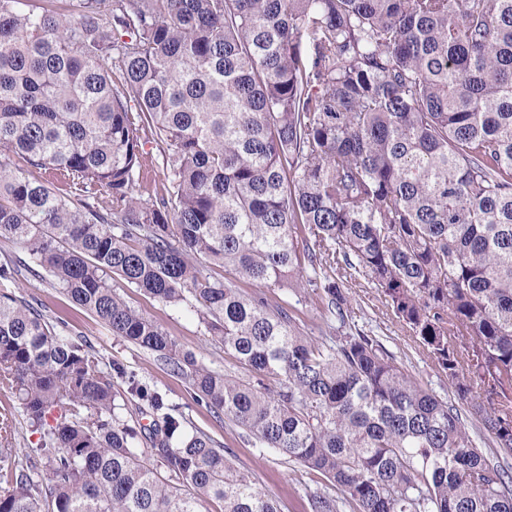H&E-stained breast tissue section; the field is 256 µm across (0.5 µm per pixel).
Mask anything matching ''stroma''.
I'll list each match as a JSON object with an SVG mask.
<instances>
[{
  "mask_svg": "<svg viewBox=\"0 0 512 512\" xmlns=\"http://www.w3.org/2000/svg\"><path fill=\"white\" fill-rule=\"evenodd\" d=\"M112 286L132 308L160 324L183 349L195 353L205 366L244 381L251 380V372L225 355L223 347L212 341L194 308H169L127 287L118 278L113 279ZM8 290L58 320L64 335L87 342L102 356L106 365L123 366L135 372L143 383L165 392L169 401L185 416L188 429L204 431L221 444L235 465L250 472L257 486L277 499L280 512H303L307 492L323 488L320 475L260 447L244 429L225 418L216 417L204 403L196 401L184 377L172 373L156 355L113 336L104 324L71 303L48 281L32 278L20 287L9 285ZM286 298L305 335L322 340L347 330L377 337L393 352L398 364L419 382L441 397H451L448 380L436 361L396 321L384 306L382 296L370 285L364 283L351 288L350 315L344 325L323 310L312 289Z\"/></svg>",
  "mask_w": 512,
  "mask_h": 512,
  "instance_id": "obj_1",
  "label": "stroma"
}]
</instances>
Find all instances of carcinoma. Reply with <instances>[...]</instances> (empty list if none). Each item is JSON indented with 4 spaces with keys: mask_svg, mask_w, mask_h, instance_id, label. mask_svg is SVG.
<instances>
[{
    "mask_svg": "<svg viewBox=\"0 0 512 512\" xmlns=\"http://www.w3.org/2000/svg\"><path fill=\"white\" fill-rule=\"evenodd\" d=\"M148 142L167 188L141 199ZM0 147L66 187L0 161V240L27 255L0 281L48 275L319 473L308 512H512V465L468 423L512 454V0H0ZM114 275L194 304L253 380L182 350ZM358 277L454 398L266 295L311 286L343 324ZM0 388L39 434L22 453L0 414V512H279L163 393L6 292ZM147 413L146 433L124 420Z\"/></svg>",
    "mask_w": 512,
    "mask_h": 512,
    "instance_id": "1",
    "label": "carcinoma"
}]
</instances>
